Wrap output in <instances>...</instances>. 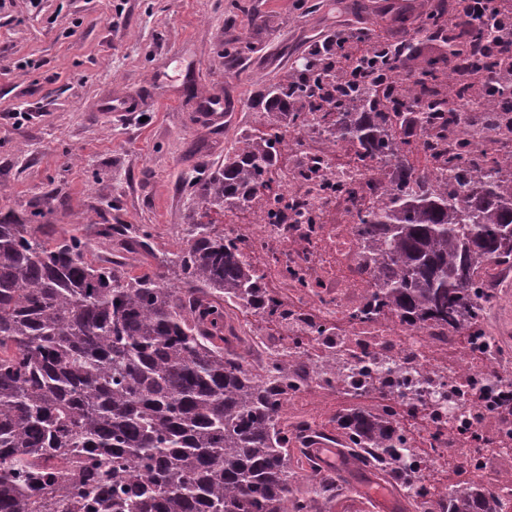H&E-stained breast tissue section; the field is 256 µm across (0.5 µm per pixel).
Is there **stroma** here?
I'll return each mask as SVG.
<instances>
[{"mask_svg": "<svg viewBox=\"0 0 512 512\" xmlns=\"http://www.w3.org/2000/svg\"><path fill=\"white\" fill-rule=\"evenodd\" d=\"M0 0V214L42 210V239L70 235L96 261L121 260L132 273L156 269L193 223L187 185L211 175L254 124L256 107L339 27H370L425 12L423 0ZM229 102L217 126L199 104ZM146 226L148 236L115 233ZM478 326L512 365V279L489 290ZM299 479L330 481L315 512H369L367 488L386 482L392 512H414L404 487L353 453L335 468H308L290 448Z\"/></svg>", "mask_w": 512, "mask_h": 512, "instance_id": "stroma-1", "label": "stroma"}]
</instances>
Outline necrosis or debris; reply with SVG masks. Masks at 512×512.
I'll return each mask as SVG.
<instances>
[{"label": "necrosis or debris", "mask_w": 512, "mask_h": 512, "mask_svg": "<svg viewBox=\"0 0 512 512\" xmlns=\"http://www.w3.org/2000/svg\"><path fill=\"white\" fill-rule=\"evenodd\" d=\"M378 183L376 170L354 166L339 171L297 156L283 175L280 203L260 201L255 223L233 224L229 230L272 250L270 262L258 272L275 278L292 296L291 321L297 329L345 322L343 335L328 332L314 336L313 342L330 354L332 366L348 375L349 390L371 388L373 376L387 362L392 373L386 393L427 410L433 454L411 459L415 477L452 458L473 468L496 458L503 462L505 486L512 488V423L498 415L496 403L499 395L512 392V375L494 368V346L484 345L487 368L480 372L471 368L467 352L458 351L448 328L429 323L412 329L360 317L371 301L370 292L344 268L357 265L361 256L353 233L356 201L375 194ZM347 189L354 190V198L337 206L338 191ZM224 351L257 353L263 370L299 355L293 343L279 337L245 335L230 318L224 322ZM335 389L334 376H310L288 392L284 407L296 447L315 442L320 430L310 414L313 399Z\"/></svg>", "instance_id": "obj_1"}]
</instances>
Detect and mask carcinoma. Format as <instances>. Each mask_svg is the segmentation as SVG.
<instances>
[{"label": "carcinoma", "mask_w": 512, "mask_h": 512, "mask_svg": "<svg viewBox=\"0 0 512 512\" xmlns=\"http://www.w3.org/2000/svg\"><path fill=\"white\" fill-rule=\"evenodd\" d=\"M430 0L414 39L441 42L446 54L421 58L409 45L399 66L393 46L375 48V83L398 109H381L375 87L349 82L323 55L268 92L262 132L224 156V169L195 180L201 211L159 270L133 275L121 261L95 263L71 235L50 243L40 225L0 217V512H310L333 487L293 490L291 437L281 424L294 374L274 363L266 377L241 355H224V303L261 320L284 318L243 259L246 241L224 234L215 216L260 198L264 175L313 112L322 113L336 150L395 175L357 208L362 248L357 273L371 288L369 311L407 327L427 321L453 332L477 325L486 261L512 265V179L500 176L512 153L487 158L452 101L472 95L467 71L481 66L506 84L488 91V130L512 112V27L458 30L437 19ZM453 67H448V61ZM333 77L335 111L315 90ZM463 130L450 161L437 134ZM404 128L393 135L394 125ZM422 150V171L409 163ZM352 408L338 423L355 448L381 458L414 456L395 405ZM436 512H512V493L459 483Z\"/></svg>", "instance_id": "carcinoma-1"}]
</instances>
